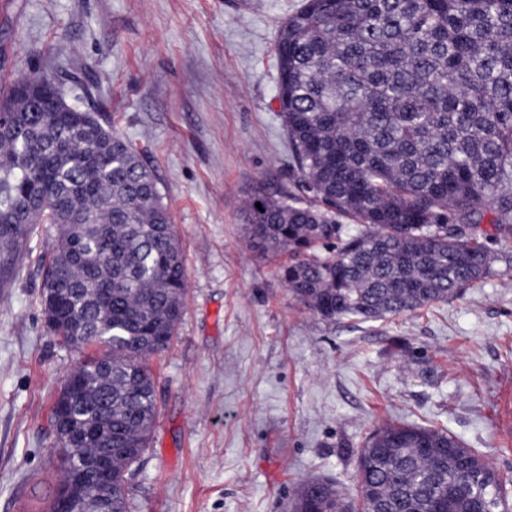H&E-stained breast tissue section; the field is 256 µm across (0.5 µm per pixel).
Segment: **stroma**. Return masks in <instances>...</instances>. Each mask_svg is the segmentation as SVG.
I'll return each mask as SVG.
<instances>
[{"instance_id":"35a3bbf8","label":"stroma","mask_w":512,"mask_h":512,"mask_svg":"<svg viewBox=\"0 0 512 512\" xmlns=\"http://www.w3.org/2000/svg\"><path fill=\"white\" fill-rule=\"evenodd\" d=\"M302 0H0V75L75 50L88 106L152 170L182 248L185 313L150 359L158 406L130 480L134 512H288L307 479L357 496L364 442L392 422L443 428L512 479L497 421L512 387V242L485 229L490 275L376 322L294 300L287 254L251 245L257 192L307 193L277 101L276 36ZM42 273L0 287V512H46L50 415L80 355L47 331Z\"/></svg>"}]
</instances>
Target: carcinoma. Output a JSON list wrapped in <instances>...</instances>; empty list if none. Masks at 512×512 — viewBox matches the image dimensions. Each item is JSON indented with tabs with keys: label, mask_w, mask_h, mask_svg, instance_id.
<instances>
[{
	"label": "carcinoma",
	"mask_w": 512,
	"mask_h": 512,
	"mask_svg": "<svg viewBox=\"0 0 512 512\" xmlns=\"http://www.w3.org/2000/svg\"><path fill=\"white\" fill-rule=\"evenodd\" d=\"M279 115L307 203L263 193L248 232L288 252L282 276L324 319L397 318L482 282L479 240L491 214L512 240V0H304L276 43ZM57 69L0 78V285L17 274L40 227L54 229L41 311L75 348H100L65 378L85 388L73 430L112 435V512H130L128 476L157 417L149 359L184 315L187 266L167 206L134 144L91 110L67 105ZM261 207H256V204ZM347 219L359 227L349 231ZM114 284L104 298L99 288ZM87 446L68 431L53 454L99 488ZM448 431L389 424L360 449L361 512H498L503 477ZM290 512H353L333 483L311 478Z\"/></svg>",
	"instance_id": "1"
}]
</instances>
